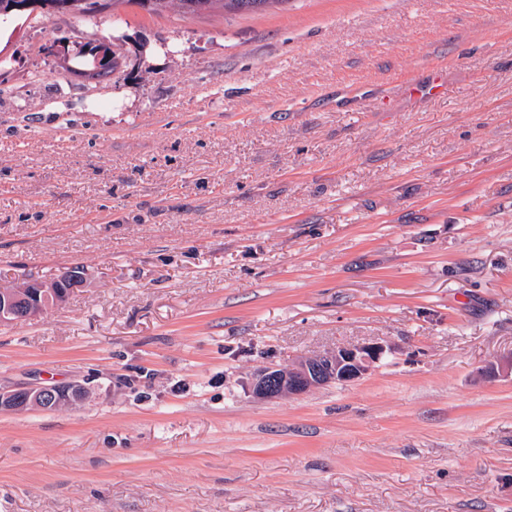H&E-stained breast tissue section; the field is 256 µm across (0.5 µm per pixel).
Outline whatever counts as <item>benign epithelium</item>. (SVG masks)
Returning a JSON list of instances; mask_svg holds the SVG:
<instances>
[{
	"mask_svg": "<svg viewBox=\"0 0 512 512\" xmlns=\"http://www.w3.org/2000/svg\"><path fill=\"white\" fill-rule=\"evenodd\" d=\"M40 9L51 16L72 15L75 4L70 0H14L10 6V10L18 14ZM67 296L68 293L61 290L55 280L49 283L30 281L18 287L0 288V322L30 319L47 306L64 302ZM382 353L383 346L377 344L339 348L304 359L293 368H267L256 374L253 393L259 398L273 399L303 394L331 383H348L365 375ZM86 395V388L79 384L0 388V412L43 409L49 402L57 407L80 401Z\"/></svg>",
	"mask_w": 512,
	"mask_h": 512,
	"instance_id": "1",
	"label": "benign epithelium"
}]
</instances>
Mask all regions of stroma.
<instances>
[{
  "label": "stroma",
  "instance_id": "1",
  "mask_svg": "<svg viewBox=\"0 0 512 512\" xmlns=\"http://www.w3.org/2000/svg\"><path fill=\"white\" fill-rule=\"evenodd\" d=\"M72 74L56 45L111 42ZM175 52H167V45ZM0 512H512V0L0 24ZM379 344L260 400L267 367ZM58 281H30L18 287L0 288V322L27 320L49 305L64 302L68 293L59 288ZM382 353L383 346L377 344L339 348L304 359L293 368H267L256 374L253 393L273 399L303 394L331 383H348L365 375ZM86 395V388L79 384L33 385L18 389H2L0 387V412L52 408L81 401ZM48 402L54 405L45 406Z\"/></svg>",
  "mask_w": 512,
  "mask_h": 512
}]
</instances>
